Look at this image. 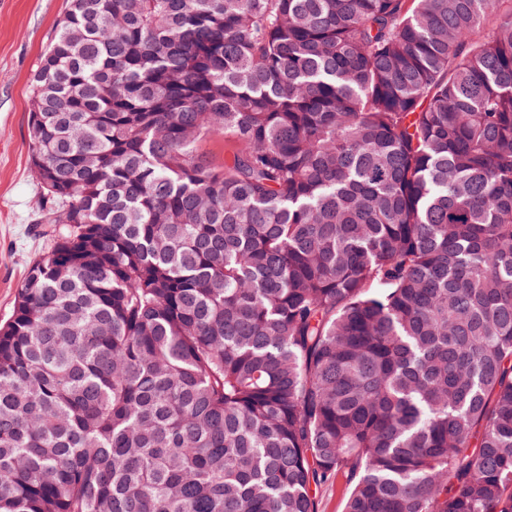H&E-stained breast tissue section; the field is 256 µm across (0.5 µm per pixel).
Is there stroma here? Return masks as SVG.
Listing matches in <instances>:
<instances>
[{
  "instance_id": "35a3bbf8",
  "label": "stroma",
  "mask_w": 512,
  "mask_h": 512,
  "mask_svg": "<svg viewBox=\"0 0 512 512\" xmlns=\"http://www.w3.org/2000/svg\"><path fill=\"white\" fill-rule=\"evenodd\" d=\"M66 0H0V323L47 240L36 222L43 195L30 162V82Z\"/></svg>"
}]
</instances>
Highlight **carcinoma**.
<instances>
[{
    "instance_id": "cac0c4a2",
    "label": "carcinoma",
    "mask_w": 512,
    "mask_h": 512,
    "mask_svg": "<svg viewBox=\"0 0 512 512\" xmlns=\"http://www.w3.org/2000/svg\"><path fill=\"white\" fill-rule=\"evenodd\" d=\"M496 3L68 0L0 512H317L340 477L344 512H512ZM201 151L210 156L216 164L224 163V157L230 146L228 138L224 135H208L201 142Z\"/></svg>"
}]
</instances>
